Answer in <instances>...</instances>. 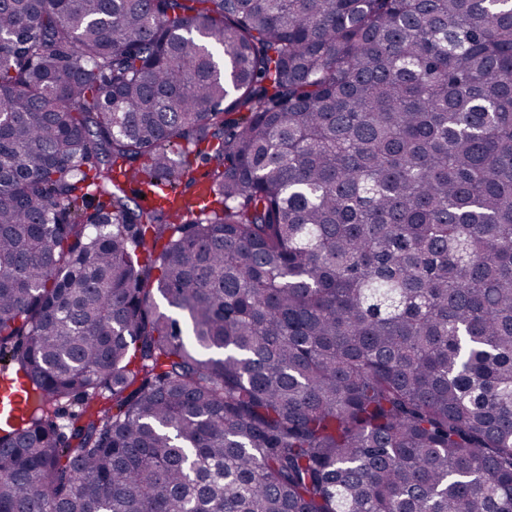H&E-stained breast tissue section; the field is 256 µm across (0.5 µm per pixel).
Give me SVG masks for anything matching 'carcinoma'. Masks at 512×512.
I'll return each mask as SVG.
<instances>
[{"instance_id":"obj_1","label":"carcinoma","mask_w":512,"mask_h":512,"mask_svg":"<svg viewBox=\"0 0 512 512\" xmlns=\"http://www.w3.org/2000/svg\"><path fill=\"white\" fill-rule=\"evenodd\" d=\"M0 48V512H512V0H0Z\"/></svg>"}]
</instances>
